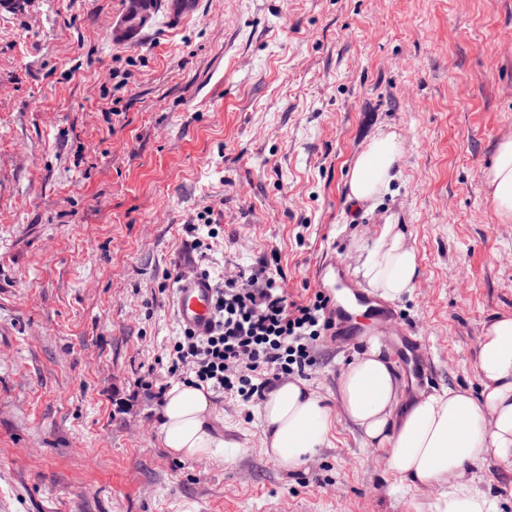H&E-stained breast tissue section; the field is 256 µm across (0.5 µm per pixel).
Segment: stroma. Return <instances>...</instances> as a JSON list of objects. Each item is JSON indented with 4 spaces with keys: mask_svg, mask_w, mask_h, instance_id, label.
<instances>
[{
    "mask_svg": "<svg viewBox=\"0 0 512 512\" xmlns=\"http://www.w3.org/2000/svg\"><path fill=\"white\" fill-rule=\"evenodd\" d=\"M125 2L0 0V512H438L447 483L400 485L342 410L361 337L319 343L302 380L332 428L293 468L259 404L215 391L223 449L174 455L136 381L182 334L184 225L214 285L269 262L299 299L395 217L420 273L378 331L425 348L404 393L479 390L483 327L512 312V221L481 180L512 136V0H195L170 25L160 0L134 46L111 38ZM390 129L399 175L354 203L353 159ZM465 478L512 512L511 464Z\"/></svg>",
    "mask_w": 512,
    "mask_h": 512,
    "instance_id": "stroma-1",
    "label": "stroma"
}]
</instances>
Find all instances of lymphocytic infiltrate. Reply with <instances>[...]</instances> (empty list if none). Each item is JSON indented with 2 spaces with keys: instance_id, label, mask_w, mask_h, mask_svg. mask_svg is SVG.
<instances>
[{
  "instance_id": "lymphocytic-infiltrate-1",
  "label": "lymphocytic infiltrate",
  "mask_w": 512,
  "mask_h": 512,
  "mask_svg": "<svg viewBox=\"0 0 512 512\" xmlns=\"http://www.w3.org/2000/svg\"><path fill=\"white\" fill-rule=\"evenodd\" d=\"M329 302L321 290L290 299L267 267L239 270L215 290L210 332L184 331L169 352L166 379L150 375L139 384L159 399L174 378L261 401L271 386L312 366L319 339L333 327Z\"/></svg>"
}]
</instances>
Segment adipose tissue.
I'll return each instance as SVG.
<instances>
[{"label":"adipose tissue","instance_id":"obj_1","mask_svg":"<svg viewBox=\"0 0 512 512\" xmlns=\"http://www.w3.org/2000/svg\"><path fill=\"white\" fill-rule=\"evenodd\" d=\"M399 141L397 132L381 131L358 152L348 177L351 200L363 203L388 191L397 177ZM481 178L495 215L511 220L512 137L499 142ZM357 273L386 300L398 299L413 288L418 258L399 224H384ZM476 368L479 393L448 388L404 405L390 352L380 337L373 336L339 381L346 417L367 444L382 451L388 475L414 488L458 476V483L448 489L443 512H490L487 497L460 477L467 467L490 456L512 462V313L494 314L486 323ZM211 406L203 390L173 384L161 408L166 448L184 458L216 455L224 441L208 423ZM261 426L267 453L292 468L326 444L331 409L305 383L282 382L262 402Z\"/></svg>","mask_w":512,"mask_h":512}]
</instances>
